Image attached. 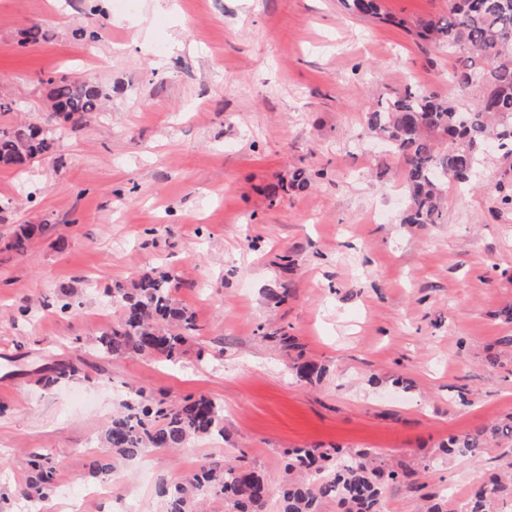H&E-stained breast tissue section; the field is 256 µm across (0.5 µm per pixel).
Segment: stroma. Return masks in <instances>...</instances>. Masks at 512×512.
Segmentation results:
<instances>
[{"mask_svg": "<svg viewBox=\"0 0 512 512\" xmlns=\"http://www.w3.org/2000/svg\"><path fill=\"white\" fill-rule=\"evenodd\" d=\"M98 22L96 40L74 35ZM45 41L22 45L30 26ZM447 53L340 0H0V128L46 118L51 75L109 87L102 112L61 123L53 159L0 167V239L46 224L24 254L0 251V491L6 512H165L159 481L207 458L275 478L288 449L343 445L428 471L456 508L480 459L439 444L512 412V178L489 154L449 189L441 224H405L399 155L367 134L378 97L418 85L461 99ZM302 170L305 188H280ZM169 270L199 332L177 364L101 357L107 288ZM76 313L55 309L63 291ZM294 337L295 347L281 339ZM321 365L297 377L298 359ZM79 364L51 389L36 368ZM205 395L224 430L91 472L127 392ZM467 392L460 402L459 392ZM59 464L39 510L16 491L30 452Z\"/></svg>", "mask_w": 512, "mask_h": 512, "instance_id": "1", "label": "stroma"}]
</instances>
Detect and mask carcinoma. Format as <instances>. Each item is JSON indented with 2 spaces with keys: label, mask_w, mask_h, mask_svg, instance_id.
Masks as SVG:
<instances>
[{
  "label": "carcinoma",
  "mask_w": 512,
  "mask_h": 512,
  "mask_svg": "<svg viewBox=\"0 0 512 512\" xmlns=\"http://www.w3.org/2000/svg\"><path fill=\"white\" fill-rule=\"evenodd\" d=\"M360 17L381 19L401 28L406 21L381 14L380 0H342ZM414 34L425 46L454 58L451 81L474 101L459 106L433 92L407 86L378 99L366 111V127L390 144L403 158L402 187L408 199L403 224H440L442 197L448 183L461 189L470 185L484 162L485 145L493 140L506 161H512V0H448L443 15L414 22ZM52 112L73 125L102 108L108 92L90 80L49 77ZM57 138L39 125L19 124L0 129V165L25 170L51 157ZM48 224L22 226L8 248L27 250L33 235ZM178 278L170 272L144 274L131 286L108 289L116 319L96 337L99 352L118 357L128 351L159 356L176 363L183 346L199 331L194 313L174 296ZM82 373L79 365L58 363L39 371L38 383L53 388ZM224 414L212 399L189 395L178 404L132 389L124 411L112 419L103 441L115 456L132 458L158 449L182 448L193 438L221 432ZM512 447V415L468 433L451 434L441 454L452 458H479L492 445ZM31 475L18 494L41 503L52 491L58 464L50 454L36 452ZM503 475L471 486L465 502L454 512H492L499 501L512 500V454L501 455ZM410 471L363 451L317 447L288 451L284 475L276 482L257 471L221 459H206L185 482L161 485L167 512H201L208 496L230 503L233 512H256L275 496L280 512H324L329 503L336 512H385L387 490Z\"/></svg>",
  "instance_id": "1"
}]
</instances>
